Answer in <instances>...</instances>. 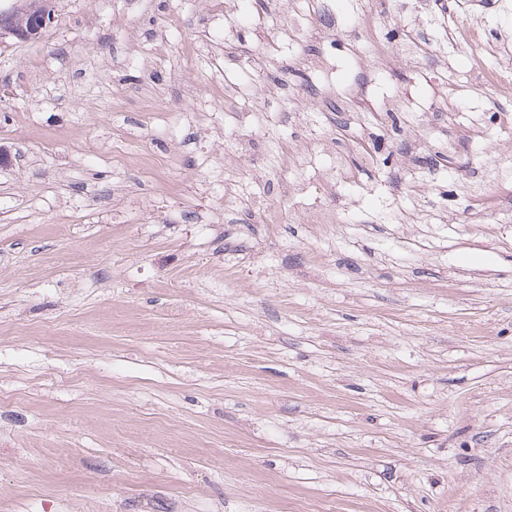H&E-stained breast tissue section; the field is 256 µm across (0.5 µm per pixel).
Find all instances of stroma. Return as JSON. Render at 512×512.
Segmentation results:
<instances>
[{
    "mask_svg": "<svg viewBox=\"0 0 512 512\" xmlns=\"http://www.w3.org/2000/svg\"><path fill=\"white\" fill-rule=\"evenodd\" d=\"M326 3L272 44L268 0H53L0 49V512H512V104L471 0ZM475 59V69L479 73L477 86L483 90H487L492 94L494 99L511 100L512 99V63H499L497 67L492 69L483 67L482 58L491 54H495V45L487 40L474 44L472 48Z\"/></svg>",
    "mask_w": 512,
    "mask_h": 512,
    "instance_id": "stroma-1",
    "label": "stroma"
}]
</instances>
